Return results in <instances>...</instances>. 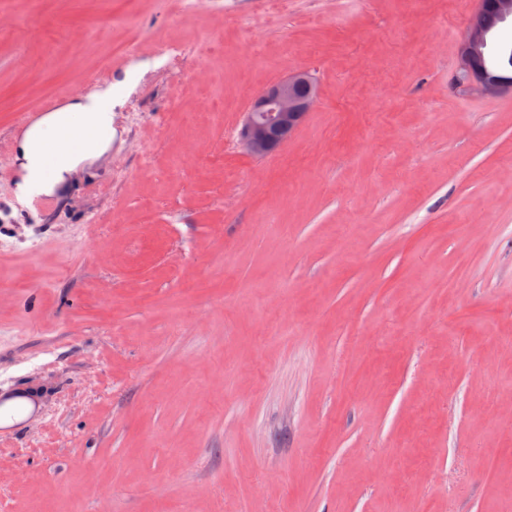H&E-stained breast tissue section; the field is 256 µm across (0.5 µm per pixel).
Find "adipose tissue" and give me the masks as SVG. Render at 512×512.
I'll use <instances>...</instances> for the list:
<instances>
[{"mask_svg":"<svg viewBox=\"0 0 512 512\" xmlns=\"http://www.w3.org/2000/svg\"><path fill=\"white\" fill-rule=\"evenodd\" d=\"M111 92L82 98L36 123L21 146L24 176L20 199L50 194L76 173L80 164L101 156L114 135Z\"/></svg>","mask_w":512,"mask_h":512,"instance_id":"1","label":"adipose tissue"}]
</instances>
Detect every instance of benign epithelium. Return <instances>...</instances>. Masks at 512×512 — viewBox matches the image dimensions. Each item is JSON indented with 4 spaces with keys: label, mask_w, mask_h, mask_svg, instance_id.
<instances>
[{
    "label": "benign epithelium",
    "mask_w": 512,
    "mask_h": 512,
    "mask_svg": "<svg viewBox=\"0 0 512 512\" xmlns=\"http://www.w3.org/2000/svg\"><path fill=\"white\" fill-rule=\"evenodd\" d=\"M512 18V0H480L459 44L457 82L482 96L512 91V79L488 72L483 55L491 30ZM319 88L306 70L267 85L251 100L240 122L238 141L252 157L277 153L316 108Z\"/></svg>",
    "instance_id": "obj_1"
}]
</instances>
